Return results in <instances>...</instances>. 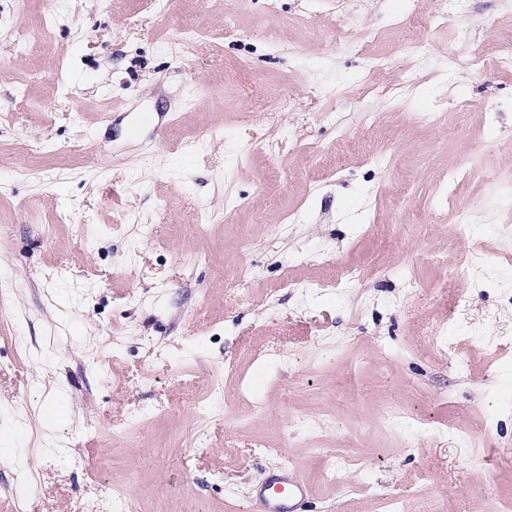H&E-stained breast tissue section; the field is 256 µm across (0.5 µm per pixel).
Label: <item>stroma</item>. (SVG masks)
Listing matches in <instances>:
<instances>
[{
    "mask_svg": "<svg viewBox=\"0 0 512 512\" xmlns=\"http://www.w3.org/2000/svg\"><path fill=\"white\" fill-rule=\"evenodd\" d=\"M436 7L181 0L163 10L156 0H112L100 10L94 0H29L17 12L0 0V148L14 158L0 169V280L12 285L10 328L28 344L20 356L0 341V485L17 487L0 494V512H76L108 487L136 499L139 512H253V491L284 469L310 482L306 512H375V487L440 505L471 501L475 512L512 500V464L500 462L512 453V338L493 336L496 320L512 319V263L499 259L512 253V151L497 148L512 138V70L489 76L446 63L452 47L488 58L512 30V0L449 6L425 64L391 37L353 50L333 43L340 20L386 29ZM199 12L217 50L176 63L159 43ZM49 14L58 17L49 35L12 53L11 31ZM270 27L277 41L266 40ZM377 57L387 66L372 68ZM54 58L62 76L48 68ZM363 81L406 100L385 132L395 164L376 166L356 127V149L321 179L295 153L293 132L329 144L335 115L380 111V97L326 95ZM255 84L276 115V156L243 161L240 148L271 133L241 105ZM205 93L216 98L208 111L197 103ZM462 105L461 132L427 125L429 113L448 118ZM204 129L211 138L183 148L181 135ZM36 156V173L17 178ZM276 160L297 170L288 197L304 207L271 248L267 225L244 210L227 215L225 200L254 198ZM464 161L471 174L454 187L456 210L420 236L438 186ZM196 208L216 216L203 239L183 231ZM460 208L478 227L470 247L498 271L494 281L474 279L468 317L453 322L432 290L454 258L433 254ZM372 220L389 225L387 238L363 235ZM138 234L152 246L135 248ZM384 254L389 271H373ZM242 261L261 279L225 287L219 270ZM343 262L367 266L364 282L302 290L335 279ZM408 265L421 288L404 278ZM285 272L299 288L280 289ZM456 358L468 373L450 370ZM203 389L250 392L258 406L202 425L182 400ZM389 406L421 427H389ZM298 413L308 431L293 438ZM451 421L469 426L470 442L440 433ZM323 448L363 458L328 481Z\"/></svg>",
    "mask_w": 512,
    "mask_h": 512,
    "instance_id": "obj_1",
    "label": "stroma"
}]
</instances>
